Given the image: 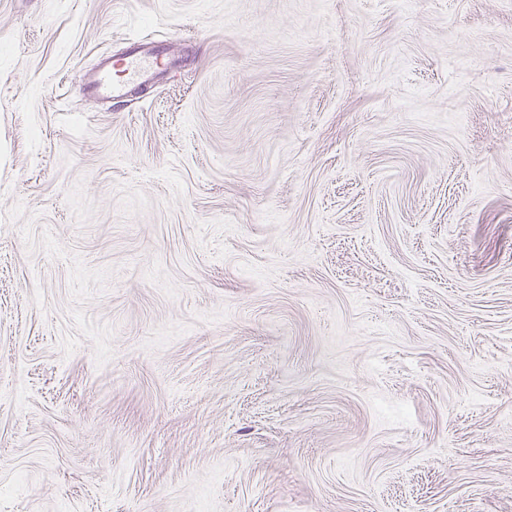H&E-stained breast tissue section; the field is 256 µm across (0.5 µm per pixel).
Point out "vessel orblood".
Listing matches in <instances>:
<instances>
[{"instance_id": "1", "label": "vessel or blood", "mask_w": 512, "mask_h": 512, "mask_svg": "<svg viewBox=\"0 0 512 512\" xmlns=\"http://www.w3.org/2000/svg\"><path fill=\"white\" fill-rule=\"evenodd\" d=\"M161 61L157 54L147 52L144 45H137L124 58V77H113L112 58L105 55L100 59L97 69L86 82L87 92L95 99L112 101L127 98L134 87H142L152 82L159 74Z\"/></svg>"}]
</instances>
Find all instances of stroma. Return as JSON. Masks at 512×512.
I'll return each mask as SVG.
<instances>
[{"label":"stroma","mask_w":512,"mask_h":512,"mask_svg":"<svg viewBox=\"0 0 512 512\" xmlns=\"http://www.w3.org/2000/svg\"><path fill=\"white\" fill-rule=\"evenodd\" d=\"M0 512H512V0H0ZM146 44L138 45L124 57V78L115 80L112 72V57L102 55L97 69L86 82L87 92L96 100L112 101L128 97L133 87L147 86L159 74L162 65L156 53H147Z\"/></svg>","instance_id":"obj_1"}]
</instances>
